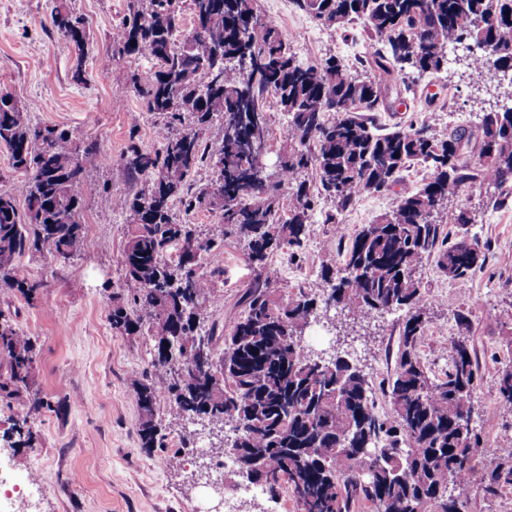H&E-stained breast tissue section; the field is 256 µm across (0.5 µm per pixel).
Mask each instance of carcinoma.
I'll list each match as a JSON object with an SVG mask.
<instances>
[{
	"instance_id": "obj_1",
	"label": "carcinoma",
	"mask_w": 512,
	"mask_h": 512,
	"mask_svg": "<svg viewBox=\"0 0 512 512\" xmlns=\"http://www.w3.org/2000/svg\"><path fill=\"white\" fill-rule=\"evenodd\" d=\"M64 2L51 13L52 26L79 45L84 29L73 30ZM135 2L112 43L122 56L156 62L153 76L138 88L148 111L167 113L179 124L191 118L176 133L164 131L155 151L130 145L126 168L151 176V186L106 199L125 213L129 227L120 255L125 288L112 296V331L136 336L146 327L156 341L154 374L133 380L140 447L161 446L156 408L168 398L179 418L205 412L218 428L231 424L227 454L237 469L259 465L257 483L272 494L287 483L299 512H352L360 501L374 512H465L448 485L466 480L480 450L470 423L478 365L466 340L453 338L448 373L430 376L417 351L427 305L416 272L434 252L452 279L482 265L478 240L442 235L434 213L476 182H512V107L483 116L474 166L458 162L461 143L469 140L464 132L439 138L424 120L378 134L360 113L377 107L380 76L393 64L439 71L450 45L478 50L472 58L478 70L512 71V0H293L328 27L362 23L381 44L363 79L334 58L298 62L279 29L260 20L255 0H190L193 27L182 42L180 0H149L146 10ZM218 48L226 65L216 76L211 67ZM245 58L258 66L244 67ZM267 94L288 116V149L277 180L261 197L255 194L253 145L267 142ZM328 112L336 116L329 120ZM215 118L224 120L217 153L201 136ZM0 145L25 175L17 192H0V291L29 301L39 284L16 257L46 253L65 264L80 251L82 201L75 186L95 147L81 146L64 130L31 124L18 103L1 95ZM414 161L431 167L429 180L363 226L338 264L323 267L317 288L283 299L270 258L301 247L308 234L314 195L305 174L315 171L321 191L342 212L364 192L390 189ZM206 163L216 177L194 191L190 176ZM285 184L295 189V203L284 220L277 192ZM18 194L26 204L22 215ZM177 203L188 212L202 205L217 212L223 236L244 239L246 258L259 271L227 332L217 322L206 324L210 310L223 303L214 288L222 245L177 220ZM174 249L175 260L169 256ZM203 254L212 260L208 276L197 269ZM173 276L184 287L168 292L163 285ZM320 302L362 319L406 310L397 367L384 390L386 411H377L372 387L344 357L328 367L313 363L303 335ZM172 338L183 366L178 382L162 358ZM35 362V341L1 310L0 400L30 390ZM496 388L502 405L512 409V366L500 372ZM28 403L10 428L25 447L33 439L30 417L49 407L36 393L28 394ZM484 483L490 495L512 488V448L497 451Z\"/></svg>"
}]
</instances>
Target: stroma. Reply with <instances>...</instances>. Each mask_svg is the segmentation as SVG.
I'll return each mask as SVG.
<instances>
[{"label":"stroma","mask_w":512,"mask_h":512,"mask_svg":"<svg viewBox=\"0 0 512 512\" xmlns=\"http://www.w3.org/2000/svg\"><path fill=\"white\" fill-rule=\"evenodd\" d=\"M129 0H68L86 28L75 46L51 25L55 0H0V88L25 105L35 125L65 129L80 144H96L85 164L86 179L76 191L83 200L85 226L81 251L68 263L29 253L18 262L32 279L42 281L34 300L0 294V309L16 312L17 328L37 345L35 388L49 403L34 415L33 447L12 445L8 430L25 414L26 398L0 402V470L36 475L44 489L40 512H215L224 479L212 469L225 455L231 430H219L172 416L169 400L157 405L166 426L164 447L146 451L137 434L139 408L131 386L135 377L152 373L154 338L150 331L118 336L112 331L110 292L123 286L119 257L126 242V216L104 204L105 196L146 187L148 176L131 175L124 153L135 144L158 147L166 115L148 111L137 92L155 71L152 60L112 51V33L128 12ZM262 21L275 25L296 59L316 65L333 57L351 73L363 74L365 57L378 52L362 24L326 28L299 11L292 0H257ZM465 46L448 50L447 65L437 72L393 68L377 108L369 112L379 132L388 133L429 120L438 137L472 135L461 161L475 163L474 137L484 113L512 102V77L494 71L475 73ZM269 137L263 163L276 173L285 149L288 117L267 98ZM414 164L385 192H367L344 212L335 213L322 196L313 211L309 234L298 252L275 253L283 296L314 284L323 266L334 265L363 225L391 210L395 198L420 188L430 177ZM467 210L471 224H454ZM335 221H328V213ZM441 227L456 238L478 239L484 247L481 269L461 279L446 276L429 257L417 273L427 301V323L418 344L432 377L448 371V342L467 338L478 364L480 383L471 398V424L481 436V451L467 483L453 493L466 512H505L512 492H484L482 476L503 437L512 436V410L497 398L494 380L512 366V183L474 186L454 197ZM243 241L224 242L223 272L215 287L224 304L209 317L231 323L240 313L237 301L254 280ZM404 311L355 320L340 312L318 310L303 341L316 354H348L385 410L383 389L395 369Z\"/></svg>","instance_id":"35a3bbf8"}]
</instances>
